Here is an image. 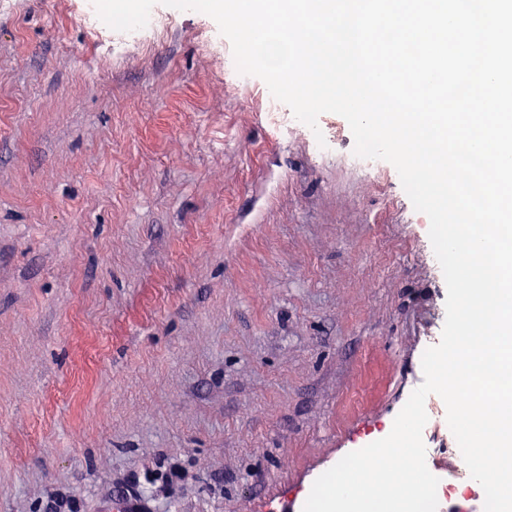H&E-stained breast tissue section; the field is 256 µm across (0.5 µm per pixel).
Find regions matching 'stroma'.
Here are the masks:
<instances>
[{
	"mask_svg": "<svg viewBox=\"0 0 512 512\" xmlns=\"http://www.w3.org/2000/svg\"><path fill=\"white\" fill-rule=\"evenodd\" d=\"M0 10V512H103L167 471L171 512H303L386 437L447 288L391 163L272 124L210 16L127 43L85 0ZM426 464L457 463L425 401Z\"/></svg>",
	"mask_w": 512,
	"mask_h": 512,
	"instance_id": "stroma-1",
	"label": "stroma"
}]
</instances>
